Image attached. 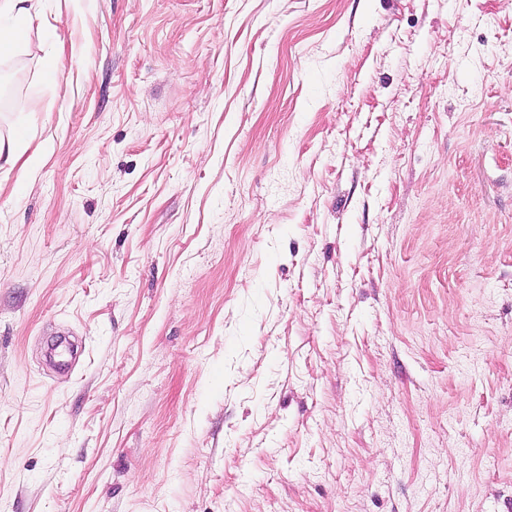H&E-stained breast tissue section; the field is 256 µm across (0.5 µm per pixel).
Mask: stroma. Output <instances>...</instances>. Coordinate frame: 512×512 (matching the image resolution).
<instances>
[{"label": "stroma", "instance_id": "1", "mask_svg": "<svg viewBox=\"0 0 512 512\" xmlns=\"http://www.w3.org/2000/svg\"><path fill=\"white\" fill-rule=\"evenodd\" d=\"M35 2L0 512H512V0Z\"/></svg>", "mask_w": 512, "mask_h": 512}]
</instances>
